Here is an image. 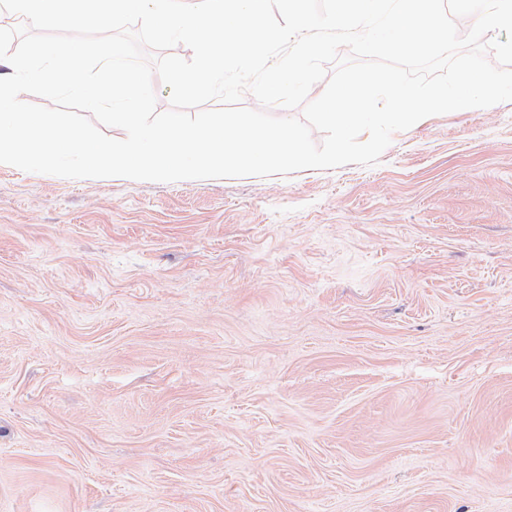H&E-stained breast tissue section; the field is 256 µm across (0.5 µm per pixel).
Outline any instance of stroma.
I'll return each mask as SVG.
<instances>
[{
    "mask_svg": "<svg viewBox=\"0 0 512 512\" xmlns=\"http://www.w3.org/2000/svg\"><path fill=\"white\" fill-rule=\"evenodd\" d=\"M0 512H512V102L373 167L0 164Z\"/></svg>",
    "mask_w": 512,
    "mask_h": 512,
    "instance_id": "obj_1",
    "label": "stroma"
}]
</instances>
